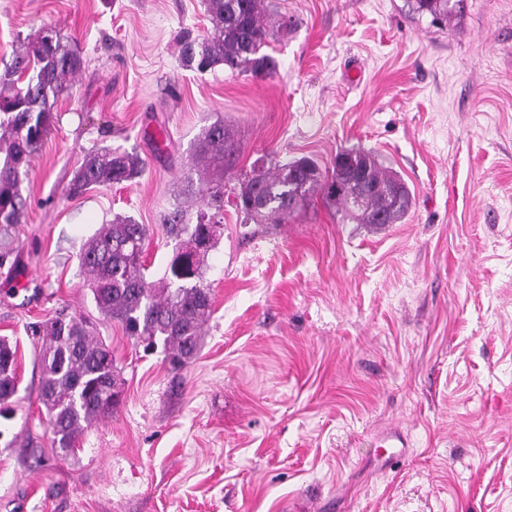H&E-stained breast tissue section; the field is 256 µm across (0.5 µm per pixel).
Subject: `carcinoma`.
I'll list each match as a JSON object with an SVG mask.
<instances>
[{"instance_id": "cac0c4a2", "label": "carcinoma", "mask_w": 512, "mask_h": 512, "mask_svg": "<svg viewBox=\"0 0 512 512\" xmlns=\"http://www.w3.org/2000/svg\"><path fill=\"white\" fill-rule=\"evenodd\" d=\"M450 0H413L415 13L435 19L453 15ZM209 34L199 41L182 40L184 59L200 71L222 65L232 72L271 73L273 60L261 49L284 21L274 25L264 0H206ZM82 67L78 48L62 42L59 33L44 27L21 45L0 76V267L10 259L9 239L25 219L27 199L22 176L30 159L59 122L55 105L70 94ZM236 151L224 123L210 125L193 155L195 167L206 179L207 207L191 222L187 210L174 203L160 215L165 234L175 242L162 278L147 281L143 262L146 225L131 215L118 214L84 244L79 257L93 301L106 323L121 326L124 335L149 350L162 345L165 359L177 368L196 353L201 332L213 312L210 289L203 285L207 250L189 256L188 244L198 238L213 247L221 232L211 225L224 223V177ZM144 172L142 158L102 147L87 153L71 192L110 188ZM318 191L344 216L358 224L381 228L403 221L410 210V193L397 174L364 149L336 153L332 172L324 174L302 157L286 163L252 168L234 193L233 205L244 221L286 224L311 193ZM42 337L40 401L61 455L76 449L78 437L93 423L112 415L120 398V377L111 347L91 323L65 311L32 326ZM17 347L0 337V416L19 387Z\"/></svg>"}]
</instances>
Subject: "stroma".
Instances as JSON below:
<instances>
[{"mask_svg":"<svg viewBox=\"0 0 512 512\" xmlns=\"http://www.w3.org/2000/svg\"><path fill=\"white\" fill-rule=\"evenodd\" d=\"M292 24L271 75L187 67L204 0H0V69L50 26L83 66L32 156L18 277L0 268V336L19 390L0 418V512H512V0H462L452 23L406 0H264ZM258 161L373 151L412 193L373 229L321 194L285 224L224 208L204 283L213 313L172 368L102 322L78 272L115 214L148 225L149 280L173 244L161 212L194 172L204 130ZM138 154L124 184L70 192L85 154ZM17 294H10L13 282ZM67 309L96 323L122 393L59 457L39 401L30 326ZM400 430V467L376 454Z\"/></svg>","mask_w":512,"mask_h":512,"instance_id":"1","label":"stroma"}]
</instances>
